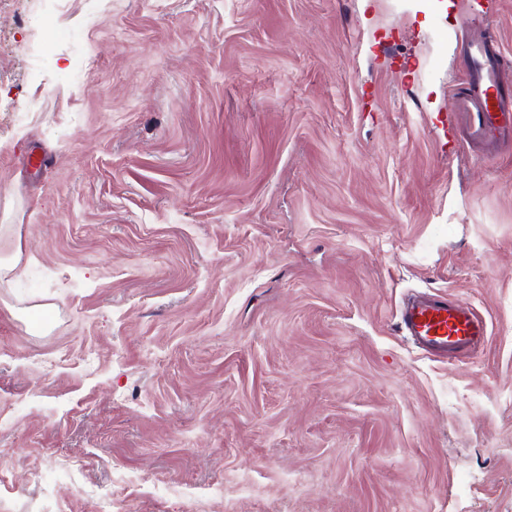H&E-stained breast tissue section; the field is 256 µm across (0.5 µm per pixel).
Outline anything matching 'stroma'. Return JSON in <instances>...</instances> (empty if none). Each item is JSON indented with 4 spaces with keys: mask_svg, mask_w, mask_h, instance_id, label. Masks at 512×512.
I'll list each match as a JSON object with an SVG mask.
<instances>
[{
    "mask_svg": "<svg viewBox=\"0 0 512 512\" xmlns=\"http://www.w3.org/2000/svg\"><path fill=\"white\" fill-rule=\"evenodd\" d=\"M0 0V512H512V0ZM435 67L407 79L401 56ZM84 68H77V59ZM436 292L487 323L438 360ZM473 28L492 29L479 12L470 9L457 19L468 78L466 90L452 96L451 125L459 128L465 142L484 147L504 135L512 136V103L502 94L507 81L501 47L488 38L472 36ZM399 328L421 350L440 358L473 352L487 335L470 306L444 295H412L399 311Z\"/></svg>",
    "mask_w": 512,
    "mask_h": 512,
    "instance_id": "obj_1",
    "label": "stroma"
}]
</instances>
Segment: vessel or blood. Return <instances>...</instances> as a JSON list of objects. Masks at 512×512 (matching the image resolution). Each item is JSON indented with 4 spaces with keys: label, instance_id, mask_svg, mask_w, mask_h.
Returning a JSON list of instances; mask_svg holds the SVG:
<instances>
[{
    "label": "vessel or blood",
    "instance_id": "obj_1",
    "mask_svg": "<svg viewBox=\"0 0 512 512\" xmlns=\"http://www.w3.org/2000/svg\"><path fill=\"white\" fill-rule=\"evenodd\" d=\"M479 12L459 15L457 27L463 38L468 78L464 92L454 94L450 111L452 124L465 142L488 146L502 136H512V102L502 94L505 67L500 46L485 37L472 36L475 28L486 27ZM403 335L421 350L440 358H456L473 352L487 334L485 322L461 300L444 295H413L399 311Z\"/></svg>",
    "mask_w": 512,
    "mask_h": 512
}]
</instances>
